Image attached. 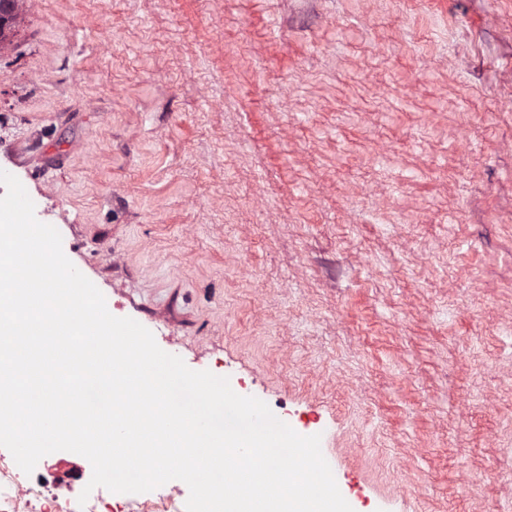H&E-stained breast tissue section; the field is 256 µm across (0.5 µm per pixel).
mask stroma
<instances>
[{
    "mask_svg": "<svg viewBox=\"0 0 512 512\" xmlns=\"http://www.w3.org/2000/svg\"><path fill=\"white\" fill-rule=\"evenodd\" d=\"M0 170L353 512H512V0H24Z\"/></svg>",
    "mask_w": 512,
    "mask_h": 512,
    "instance_id": "obj_1",
    "label": "stroma"
}]
</instances>
